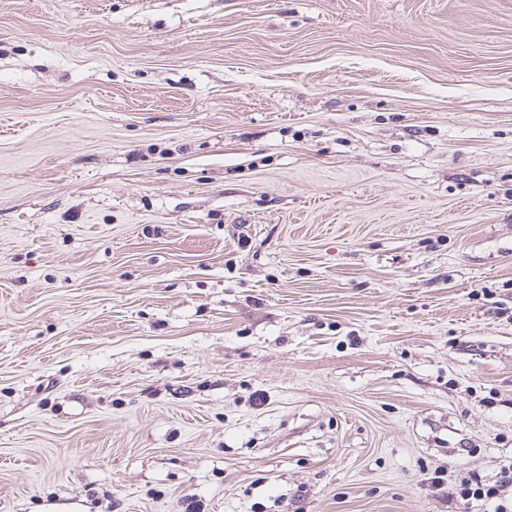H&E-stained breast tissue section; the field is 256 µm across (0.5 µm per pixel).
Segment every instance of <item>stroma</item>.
Returning <instances> with one entry per match:
<instances>
[{
	"label": "stroma",
	"mask_w": 512,
	"mask_h": 512,
	"mask_svg": "<svg viewBox=\"0 0 512 512\" xmlns=\"http://www.w3.org/2000/svg\"><path fill=\"white\" fill-rule=\"evenodd\" d=\"M510 464L512 0H0V512Z\"/></svg>",
	"instance_id": "stroma-1"
}]
</instances>
